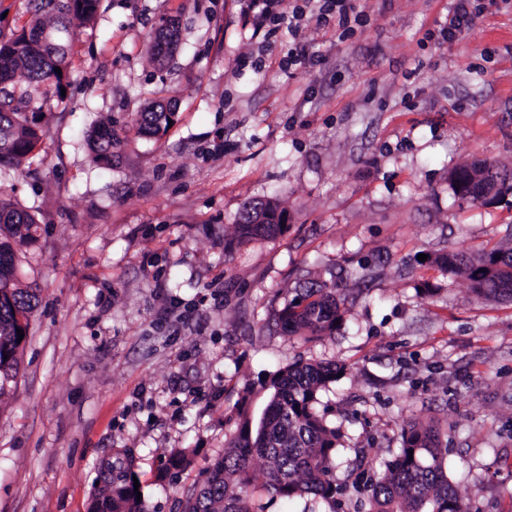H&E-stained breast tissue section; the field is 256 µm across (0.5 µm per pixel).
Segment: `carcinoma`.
Masks as SVG:
<instances>
[{
  "label": "carcinoma",
  "mask_w": 512,
  "mask_h": 512,
  "mask_svg": "<svg viewBox=\"0 0 512 512\" xmlns=\"http://www.w3.org/2000/svg\"><path fill=\"white\" fill-rule=\"evenodd\" d=\"M28 26L7 33L0 30V165L20 167L39 149L47 128V111L66 103L61 88L69 86L71 42L75 29L91 23L100 0H27ZM51 44L39 45L42 35ZM175 22L168 20L155 37L151 62L162 66L176 42ZM61 68L56 73L55 68ZM175 109L155 102L136 113L142 134L160 138L169 129ZM87 143L94 161L112 162L120 146L112 115L90 130ZM454 195L471 202L512 206V167L474 159L448 175ZM279 204L256 199L244 207L236 233L242 240L275 237L284 224H258L259 216H274ZM37 219L30 208L0 197V397L18 371L17 330L28 331L38 306L35 288L18 286L19 256L15 244L34 238ZM434 263L452 276L468 281L469 291L485 300H512V248L492 247L477 253L458 249L435 257ZM346 297L336 287L304 280L302 292L284 304L277 321L288 336L304 341L333 336L344 321ZM345 367L338 364L293 363L278 370L263 416L256 424L244 420L224 456L207 469L203 483L182 500V512H254L256 487L253 462L264 465L262 490L293 500L313 494L336 512V455L341 434L316 411L320 393L339 381ZM446 449L437 424L408 422L401 430V448L392 459L370 473L367 512H466L462 498L448 479ZM190 463L187 449L172 450L164 473H178ZM135 459L117 448L103 461V485L94 495L90 512H145L137 501L133 476Z\"/></svg>",
  "instance_id": "cac0c4a2"
}]
</instances>
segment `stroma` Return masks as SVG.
<instances>
[{
	"mask_svg": "<svg viewBox=\"0 0 512 512\" xmlns=\"http://www.w3.org/2000/svg\"><path fill=\"white\" fill-rule=\"evenodd\" d=\"M366 0L352 34L308 14L253 32L243 0H101L79 28L69 105L0 191L38 220L18 246L39 303L0 397V512H88L101 460L135 457L148 512H180L283 365L346 364L316 406L342 433L337 512H366L351 471L397 453L411 419L440 422L469 512H512V301L470 296L432 256L512 247V208L458 200L448 172L512 165V0ZM174 20L168 65L150 61ZM306 42L311 66H286ZM176 105L161 139L131 115ZM121 145L93 163L104 115ZM278 198L288 228L237 242L244 206ZM346 293L335 336L284 335L301 275ZM192 449L177 477L160 456ZM453 2H455L453 10L449 12L448 20L441 30L448 40L455 39L458 34L469 29L472 21V13L469 11L470 1L455 0Z\"/></svg>",
	"mask_w": 512,
	"mask_h": 512,
	"instance_id": "35a3bbf8",
	"label": "stroma"
}]
</instances>
